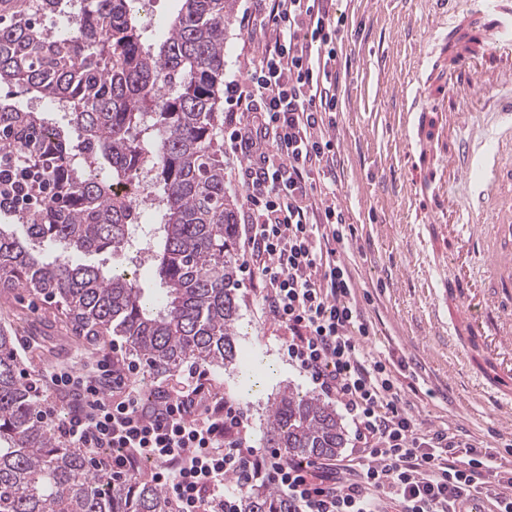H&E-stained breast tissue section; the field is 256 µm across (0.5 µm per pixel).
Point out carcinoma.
<instances>
[{
  "instance_id": "carcinoma-1",
  "label": "carcinoma",
  "mask_w": 512,
  "mask_h": 512,
  "mask_svg": "<svg viewBox=\"0 0 512 512\" xmlns=\"http://www.w3.org/2000/svg\"><path fill=\"white\" fill-rule=\"evenodd\" d=\"M134 0H85L62 31L36 25L69 0H0V83L62 104L83 145L40 112L0 102V155L39 165L42 205L0 199L25 229L0 225V285L25 288L65 310L73 335L122 336L148 369L188 362L222 368L238 356L237 200L224 187V43L237 0H179L156 39ZM152 172L157 223L142 240L162 290L149 299L125 272L75 254L130 246L137 203L112 186ZM35 383L22 375L15 337L0 329V512H167L154 485L95 474L38 414ZM287 457H336L346 438L336 411L288 390L272 403L265 434ZM240 512H291L261 485Z\"/></svg>"
}]
</instances>
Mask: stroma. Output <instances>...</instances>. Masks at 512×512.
<instances>
[{
	"label": "stroma",
	"instance_id": "35a3bbf8",
	"mask_svg": "<svg viewBox=\"0 0 512 512\" xmlns=\"http://www.w3.org/2000/svg\"><path fill=\"white\" fill-rule=\"evenodd\" d=\"M335 12L347 18L336 47L348 74L339 89L336 124L329 134L338 146L343 171L335 203L352 233L342 257L366 301L370 334L364 350L386 358L403 401L425 429L451 428L467 434L476 448L501 454L512 442L508 429L478 401L471 382L475 368L457 369V386L448 384V345L429 320L430 290L422 272L430 262L448 277L447 244L429 221L430 198L418 196L414 210L402 204L407 182L428 179L463 206L480 187L454 179L442 169L448 145L441 138L421 141L392 121L394 90L413 71V53L421 49L427 18L420 0H336ZM479 110L465 137L480 151L498 124L496 103L512 97V85H480ZM238 340L235 366L211 368L217 392L238 400L257 443H264L268 410L284 388L311 392L307 379L289 365L282 343L287 331L266 318L247 275H240ZM0 327L17 338V350L31 377L52 369L82 370L100 351L98 343L72 336L63 311L48 300L12 290L0 294Z\"/></svg>",
	"mask_w": 512,
	"mask_h": 512
}]
</instances>
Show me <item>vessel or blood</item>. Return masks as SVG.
I'll return each instance as SVG.
<instances>
[{"mask_svg": "<svg viewBox=\"0 0 512 512\" xmlns=\"http://www.w3.org/2000/svg\"><path fill=\"white\" fill-rule=\"evenodd\" d=\"M432 5V27L424 48L415 62L418 74H425L437 65L443 47L454 45L452 82L474 86L479 81L480 64L470 50L472 43L483 45L496 59L499 82L512 84V0H470L467 18H460L456 0H426ZM396 98L404 100L400 113L402 123H410L414 114L436 109L448 111L460 128L471 124L473 115L461 105L431 102L419 82H408L395 90ZM499 163L495 175L486 180V193L466 206L467 214L491 208L494 220L476 230L471 224H451L446 233L458 244L479 253L487 262L486 282L475 285L460 281L459 300L464 322L448 329L449 367L468 365L470 354L461 344V336H475L482 342V360L487 368L477 390L486 409L507 427H512V145L495 144ZM468 144L458 140L444 157V166L459 179L474 177L471 164L466 163Z\"/></svg>", "mask_w": 512, "mask_h": 512, "instance_id": "obj_1", "label": "vessel or blood"}]
</instances>
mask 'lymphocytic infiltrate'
Instances as JSON below:
<instances>
[{"label": "lymphocytic infiltrate", "instance_id": "obj_1", "mask_svg": "<svg viewBox=\"0 0 512 512\" xmlns=\"http://www.w3.org/2000/svg\"><path fill=\"white\" fill-rule=\"evenodd\" d=\"M331 4L256 0L245 9L242 22L261 51L224 81L225 139L243 161L247 273L261 311L287 329L289 364L348 417L356 448L318 464L257 447L242 406L213 395L208 370L195 365L146 407L137 385L143 364L113 366L117 344L83 372H47L51 386L73 396L58 431L112 478L152 463L151 480L175 512H236L259 478L293 512H463L477 495L493 512H512V469L464 447L450 429H420L390 367L360 345L370 323L337 249L345 215L329 200L337 145L325 124L344 78L332 44L345 23Z\"/></svg>", "mask_w": 512, "mask_h": 512}]
</instances>
